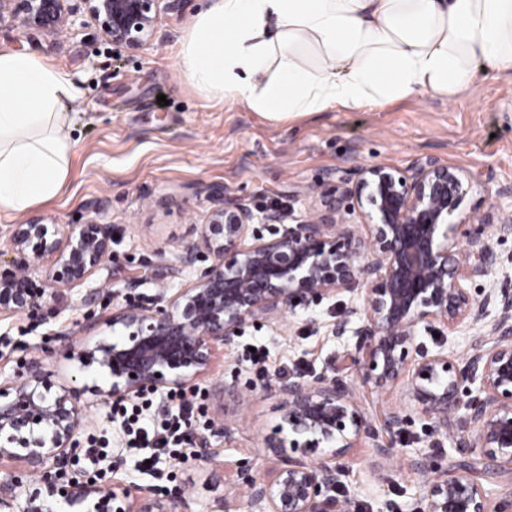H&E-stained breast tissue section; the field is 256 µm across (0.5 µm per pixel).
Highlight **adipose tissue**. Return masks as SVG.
<instances>
[{
  "mask_svg": "<svg viewBox=\"0 0 512 512\" xmlns=\"http://www.w3.org/2000/svg\"><path fill=\"white\" fill-rule=\"evenodd\" d=\"M181 61L199 90L272 121L451 97L478 73L512 70V0H212ZM77 96L44 58L0 50V209L59 194Z\"/></svg>",
  "mask_w": 512,
  "mask_h": 512,
  "instance_id": "1",
  "label": "adipose tissue"
}]
</instances>
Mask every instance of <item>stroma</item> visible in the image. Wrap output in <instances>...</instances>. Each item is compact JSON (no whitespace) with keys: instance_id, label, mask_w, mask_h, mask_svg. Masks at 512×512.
I'll return each instance as SVG.
<instances>
[{"instance_id":"1","label":"stroma","mask_w":512,"mask_h":512,"mask_svg":"<svg viewBox=\"0 0 512 512\" xmlns=\"http://www.w3.org/2000/svg\"><path fill=\"white\" fill-rule=\"evenodd\" d=\"M210 0H182L176 10H161L154 38L139 50L114 51L94 29L59 38L14 23L0 24V49L34 53L66 72L80 95L69 104L77 120L71 173L59 195L15 213L0 211V225L86 222L97 208L119 231L113 258L98 277L100 293L85 300L73 288L49 302L44 314L0 316V367L20 368L40 360L55 374L56 386L80 390L84 434H106L122 469L116 479L168 492L186 490L193 512H213L232 495L239 512H248L250 479L271 475L278 465L266 438L278 421L279 399L273 384L295 374L319 373L343 381L354 393L377 438L366 437L337 459L323 450L309 452L316 463L333 462L335 495L347 512H426L425 476L411 460L426 457L440 472L467 470L488 491L489 512H512V473L489 465L476 447L474 431L434 432L406 395L404 383L381 389L364 380L345 355L354 343L330 331L346 303L328 297L286 312L280 320L246 323L236 344L218 353L209 373L195 382L202 414L196 434L209 436L219 460L207 464L188 457L179 467L139 468L126 452L122 434L91 389L99 378L79 373L65 359L58 338L79 333L99 318L98 335H111L105 323L114 306L151 302L160 288L169 293L188 287L197 269L183 265L187 252H201V231L213 209L231 200L252 209L269 203L293 207L304 215L319 205L318 194L337 176L355 177L359 168L382 164L407 168L426 157L473 174L472 189L461 205L469 223L512 212V73L482 74L454 97L432 93L358 110L326 112L271 121L260 113L201 92L184 74L180 50L194 17ZM165 104H158V95ZM488 274L476 279L472 293L483 299L504 277L512 278V238L492 240ZM497 316L488 309L475 324L456 330H419L416 340L430 351L442 350L465 365L476 337L487 335ZM264 355L265 374L251 362ZM403 410L406 422L385 431V417ZM225 426L227 436L215 434ZM176 470L171 482L163 473Z\"/></svg>"}]
</instances>
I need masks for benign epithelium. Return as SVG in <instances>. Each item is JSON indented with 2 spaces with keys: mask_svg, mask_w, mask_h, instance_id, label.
<instances>
[{
  "mask_svg": "<svg viewBox=\"0 0 512 512\" xmlns=\"http://www.w3.org/2000/svg\"><path fill=\"white\" fill-rule=\"evenodd\" d=\"M181 0H0V23L69 34L89 25L112 46L134 52L155 36L160 2ZM472 178L428 157L406 170L363 167L354 181L340 176L320 192V207L303 217L277 206L254 213L240 204L211 212L202 239L213 262L173 295L162 290L147 304L125 303L112 313L119 336L87 343L61 336L68 356L106 375L96 389L104 404L145 390L181 388L204 375L220 348L234 346L249 321L278 317L291 307L330 295L364 296L366 312L347 307L331 332L357 336L351 361L377 387L406 379L411 403L448 434L458 420L473 429L492 466L512 470V285L490 289L483 303L469 284L487 275L491 237H512V214L490 224L492 235L456 216ZM358 212L360 226L344 214ZM254 224H274L271 236ZM117 243L110 223L6 224L0 226V313L38 318L43 303L108 267ZM46 262L49 289L32 293V275ZM499 311L491 325L495 342L477 339L466 370L448 354L415 343L420 326L450 330L477 322L489 306ZM355 329H350V325ZM280 397L276 434L267 448L278 458L274 478L248 483L250 512H345L333 495L336 468L307 460L324 444L336 458L369 433L365 414L334 377L296 375L276 385ZM74 390H52L50 373L37 360L0 381V460L16 473L0 481V512H59L58 499L87 512H191L190 496L165 499L138 485L116 483L96 497L75 477L65 483L84 422ZM426 476L427 512H488L486 490L462 471L448 477L414 460ZM38 476L30 488L23 477Z\"/></svg>",
  "mask_w": 512,
  "mask_h": 512,
  "instance_id": "7a95c632",
  "label": "benign epithelium"
}]
</instances>
